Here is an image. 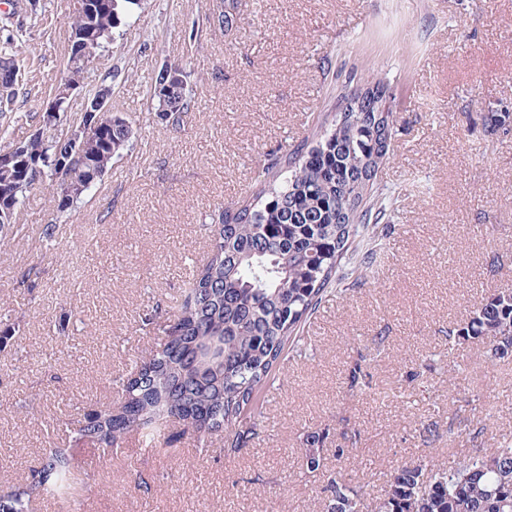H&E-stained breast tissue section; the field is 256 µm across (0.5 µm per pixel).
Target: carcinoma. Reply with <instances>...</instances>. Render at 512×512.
<instances>
[{
  "instance_id": "1",
  "label": "carcinoma",
  "mask_w": 512,
  "mask_h": 512,
  "mask_svg": "<svg viewBox=\"0 0 512 512\" xmlns=\"http://www.w3.org/2000/svg\"><path fill=\"white\" fill-rule=\"evenodd\" d=\"M74 0L70 29L88 38L102 53L121 25L137 20L146 0ZM73 42L57 94L83 79ZM191 73L180 62L165 63L151 77V109L164 108L168 123L181 127L197 109L189 89ZM15 87L23 82L14 39L0 45V79ZM357 74L344 77L340 111L322 117L319 133L272 158L254 175L249 194L211 215L209 252L193 271L177 305L151 327L162 342L143 357L134 376L118 379L122 400L115 409L103 405L80 415L75 440L118 448L135 434L145 447L170 444L167 429L178 422L200 441L224 440V454L240 453L262 427L253 413L257 395L274 385L289 356L307 355L301 324L321 306L339 280L342 261L364 279L381 262L380 244L395 231L385 224L387 206L377 176L387 160L395 116L378 111L385 83L362 97L360 111L343 112L346 91ZM485 125L512 133L511 112H488ZM137 131L111 112L98 118L72 157V182L79 185L111 167L112 159L132 147ZM53 135L26 140L27 154L0 166V213L14 223L17 208L34 185L30 163L59 149ZM41 182L50 189L56 220L69 218L88 191L71 194L55 173ZM471 343L486 360L512 356V291L483 299L470 317L448 328V349ZM320 435L301 440L303 466L322 470ZM83 479L60 448L46 450L31 482L0 490V512H31L32 499L52 493L68 496L78 507ZM327 512H512V437L437 463L424 456L394 468L381 493L340 478L322 488Z\"/></svg>"
}]
</instances>
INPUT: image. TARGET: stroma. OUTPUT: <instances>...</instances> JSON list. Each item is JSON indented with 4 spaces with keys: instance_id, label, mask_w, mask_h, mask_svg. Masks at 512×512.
I'll return each instance as SVG.
<instances>
[{
    "instance_id": "1",
    "label": "stroma",
    "mask_w": 512,
    "mask_h": 512,
    "mask_svg": "<svg viewBox=\"0 0 512 512\" xmlns=\"http://www.w3.org/2000/svg\"><path fill=\"white\" fill-rule=\"evenodd\" d=\"M224 6L149 0L120 29L85 85L117 67L112 109L138 127V142L53 239L42 184L6 230L0 487L29 480L57 446L87 476L81 512H323L330 475L361 484L420 456L443 463L494 447L500 430H512V358L491 363L475 345L451 350L445 340L483 298L512 290V135L478 119L512 112V0H237L227 32L208 24ZM71 8L0 7L27 72L13 112L0 116V149L39 130ZM194 22L197 49L186 35ZM167 61L186 63L199 106L177 129L150 108V78ZM350 70L365 84L384 79L397 118L378 176L396 199L391 257L379 280H342L306 320L314 354L287 360L259 394L264 432L236 457L219 439L202 446L178 432L176 461L130 440L105 456L66 437L63 421L113 401L115 378L158 342L144 321L173 305L205 259L210 214L245 196L269 153L317 132ZM357 363L370 369L368 386L350 383ZM437 401L443 433L428 443L421 429ZM353 430L355 449L337 456L342 432ZM311 431L325 458L314 475L300 452Z\"/></svg>"
}]
</instances>
